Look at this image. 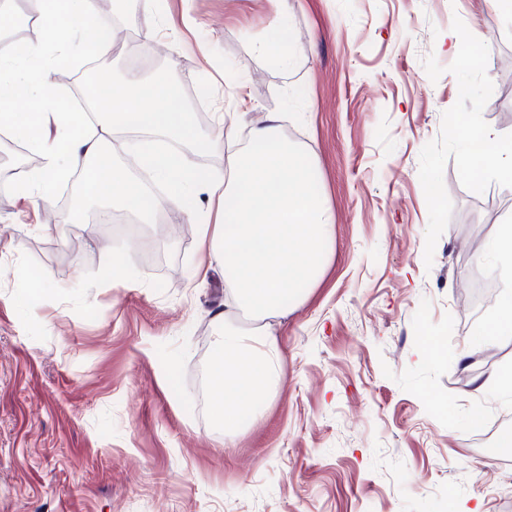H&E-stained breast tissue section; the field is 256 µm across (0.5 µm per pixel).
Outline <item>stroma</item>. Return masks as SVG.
I'll use <instances>...</instances> for the list:
<instances>
[{
    "label": "stroma",
    "mask_w": 512,
    "mask_h": 512,
    "mask_svg": "<svg viewBox=\"0 0 512 512\" xmlns=\"http://www.w3.org/2000/svg\"><path fill=\"white\" fill-rule=\"evenodd\" d=\"M147 64L129 43L156 20L112 13L106 73L164 78L192 128L280 115L314 165L334 225L319 282L270 318L284 384L225 435L207 366L227 287L182 205L150 224H63L62 193L25 201L13 172L38 154L0 136V512H512V448L478 444L480 408L512 426L491 376L512 335L485 343L507 290L482 257L512 218V185L474 179L448 121L512 130V20L492 0H165ZM296 60L255 50L275 26ZM471 51L468 67L448 52ZM120 254L122 270L105 269ZM49 288L27 307L38 272ZM433 337L439 356L425 348Z\"/></svg>",
    "instance_id": "1"
}]
</instances>
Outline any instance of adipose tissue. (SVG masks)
<instances>
[{
    "label": "adipose tissue",
    "mask_w": 512,
    "mask_h": 512,
    "mask_svg": "<svg viewBox=\"0 0 512 512\" xmlns=\"http://www.w3.org/2000/svg\"><path fill=\"white\" fill-rule=\"evenodd\" d=\"M96 0H34V20L61 33L58 51L72 59L100 57L110 46L98 37L72 44L68 33L97 23ZM48 47L30 43L17 47L0 41V128L37 151L39 168L15 173L21 198L49 199L66 172L80 171L92 203L112 205L150 220L169 201L192 202L201 178L184 152L195 135L177 85L117 78L109 97L96 99V127L71 113L40 106L18 117V104L38 102L47 85ZM54 128L47 137L46 128ZM117 132L139 134L136 149L143 155L165 194L116 174L104 186L100 162L104 147ZM182 142V151L157 149L155 137ZM466 170L512 182V131L493 128L464 133ZM229 180L216 185L211 198L216 222L197 230L210 264L231 278L232 307L217 312L213 353L209 362L211 411L225 429L238 428L255 415L283 382L282 353L266 317L283 313L286 303L320 279L327 261L332 214L318 189L315 170L304 165L288 140L279 134V115L253 130L247 148L228 159Z\"/></svg>",
    "instance_id": "obj_1"
}]
</instances>
